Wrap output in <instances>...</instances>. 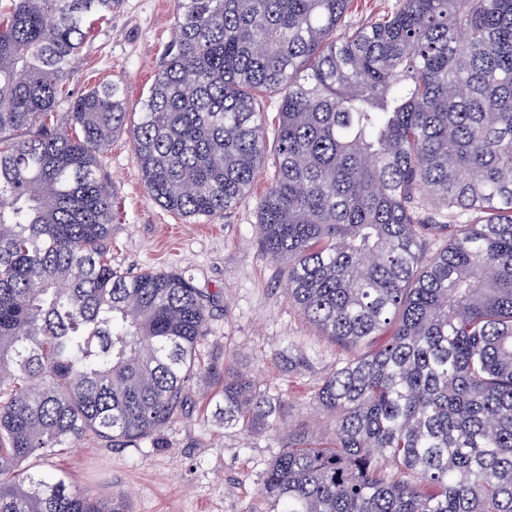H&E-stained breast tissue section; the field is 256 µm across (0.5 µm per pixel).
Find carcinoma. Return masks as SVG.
<instances>
[{
  "label": "carcinoma",
  "instance_id": "obj_1",
  "mask_svg": "<svg viewBox=\"0 0 512 512\" xmlns=\"http://www.w3.org/2000/svg\"><path fill=\"white\" fill-rule=\"evenodd\" d=\"M122 4L0 6V512H128L17 468L88 433L158 437L200 365L213 299L181 272L112 268L99 153L127 135L155 202L219 215L265 162L267 93L264 251L357 355L318 391L332 441L295 431L262 494L278 512H512V0H396L343 34L349 0H176L133 125L124 79L67 90ZM219 396L226 426L280 421L228 364Z\"/></svg>",
  "mask_w": 512,
  "mask_h": 512
}]
</instances>
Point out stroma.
Returning <instances> with one entry per match:
<instances>
[{
	"instance_id": "1",
	"label": "stroma",
	"mask_w": 512,
	"mask_h": 512,
	"mask_svg": "<svg viewBox=\"0 0 512 512\" xmlns=\"http://www.w3.org/2000/svg\"><path fill=\"white\" fill-rule=\"evenodd\" d=\"M175 13V0H124L83 48L69 83L71 95L124 79L128 120L137 122ZM99 160L117 214L113 267L176 270L213 297L201 345L204 361L190 382L186 409L158 439L113 448L89 434L78 447L29 458L25 468L65 478L103 500L124 496L130 512H276L260 492L264 473L295 429L332 433L336 417L318 405L316 392L351 351L303 317L283 292L286 266L261 249L259 205L271 166L261 169L251 192L230 211L189 220L150 198L127 136L116 137ZM290 342L309 359L303 371L288 370L278 356ZM228 363L258 389L282 397L286 417L279 427L252 433L215 417L219 379Z\"/></svg>"
}]
</instances>
